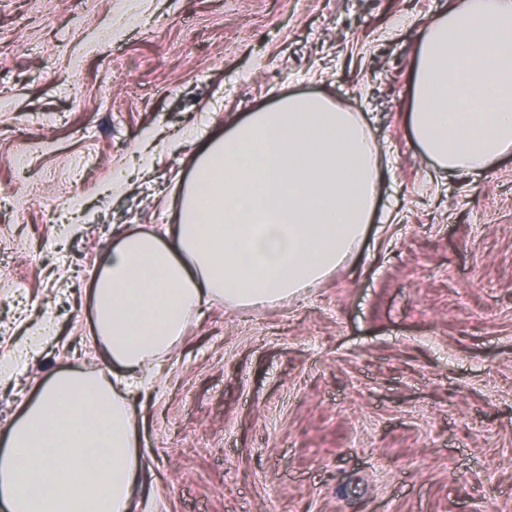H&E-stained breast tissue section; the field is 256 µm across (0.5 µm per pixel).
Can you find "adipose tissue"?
<instances>
[{
    "instance_id": "1",
    "label": "adipose tissue",
    "mask_w": 512,
    "mask_h": 512,
    "mask_svg": "<svg viewBox=\"0 0 512 512\" xmlns=\"http://www.w3.org/2000/svg\"><path fill=\"white\" fill-rule=\"evenodd\" d=\"M410 131L441 176L512 155V0H457L426 23ZM178 222L135 230L92 281L91 339L128 379L213 301L256 308L306 294L355 256L378 211L379 147L317 94L276 96L208 140ZM130 388L103 371L55 373L6 430L0 512H133L143 465Z\"/></svg>"
}]
</instances>
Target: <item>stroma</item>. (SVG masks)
<instances>
[{
  "mask_svg": "<svg viewBox=\"0 0 512 512\" xmlns=\"http://www.w3.org/2000/svg\"><path fill=\"white\" fill-rule=\"evenodd\" d=\"M454 2L0 0V355L55 324L0 377V435L99 368L92 275L174 223L194 162L166 138L318 93L364 117L382 211L319 288L204 307L140 379L136 512H512V156L442 181L407 123L418 29Z\"/></svg>",
  "mask_w": 512,
  "mask_h": 512,
  "instance_id": "35a3bbf8",
  "label": "stroma"
}]
</instances>
